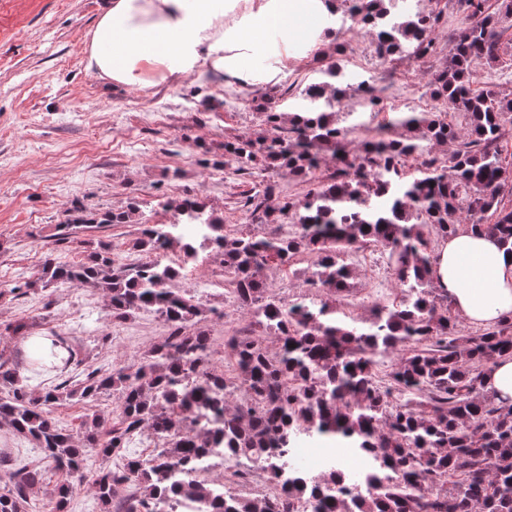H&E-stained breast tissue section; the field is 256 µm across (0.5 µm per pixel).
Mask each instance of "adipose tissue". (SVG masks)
Segmentation results:
<instances>
[{
	"label": "adipose tissue",
	"instance_id": "adipose-tissue-1",
	"mask_svg": "<svg viewBox=\"0 0 512 512\" xmlns=\"http://www.w3.org/2000/svg\"><path fill=\"white\" fill-rule=\"evenodd\" d=\"M335 8V0H105L85 64L115 87L193 78L248 94L332 46ZM433 279L467 323L487 327L512 312V254L494 237L443 241Z\"/></svg>",
	"mask_w": 512,
	"mask_h": 512
}]
</instances>
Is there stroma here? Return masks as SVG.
<instances>
[{
	"mask_svg": "<svg viewBox=\"0 0 512 512\" xmlns=\"http://www.w3.org/2000/svg\"><path fill=\"white\" fill-rule=\"evenodd\" d=\"M102 0H0V324L23 319L35 337L69 338L91 368L141 357L167 332L150 312L122 321L106 319L107 299L99 291L70 285L11 294L19 278L40 267L48 237L63 207L73 199L98 208H118L138 198L146 223L163 224V198H204L224 220L225 234L244 228L241 191L266 185L303 197L308 184L281 170L264 178L220 172L225 137L258 135L262 119L250 103L230 100L219 111H200L201 97L215 85L186 80L181 86L149 89L105 86L84 64V40ZM348 44L349 85L381 68L366 38L342 30ZM381 95L385 108L423 112L427 65L405 56L395 61ZM311 256L267 271L271 293L290 299L308 294ZM355 277L343 309L365 319L375 304L399 293L386 257L373 250L370 264L355 263ZM224 268L218 259L189 264L176 287L199 296L205 325L223 339L248 322L224 297Z\"/></svg>",
	"mask_w": 512,
	"mask_h": 512,
	"instance_id": "stroma-1",
	"label": "stroma"
}]
</instances>
